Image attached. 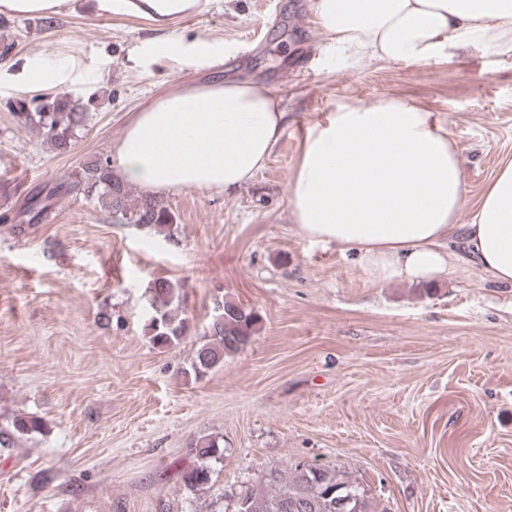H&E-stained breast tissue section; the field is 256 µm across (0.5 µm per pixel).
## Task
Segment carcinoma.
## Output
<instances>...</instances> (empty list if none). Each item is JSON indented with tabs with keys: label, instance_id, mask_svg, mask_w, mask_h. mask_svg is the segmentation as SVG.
Segmentation results:
<instances>
[{
	"label": "carcinoma",
	"instance_id": "1",
	"mask_svg": "<svg viewBox=\"0 0 512 512\" xmlns=\"http://www.w3.org/2000/svg\"><path fill=\"white\" fill-rule=\"evenodd\" d=\"M90 103L82 102L68 91L35 99L19 97L15 117L21 125L35 130L41 143L58 154L74 149L81 130L87 125ZM77 192L94 200L112 214L113 223L131 224L151 235L172 237L176 216L161 200L152 196H134L129 185L112 174L110 159L95 158L86 162L41 201L35 193L11 201L13 194L0 189V204L15 216L40 222L46 210L59 199ZM182 285L167 278H155L148 286L145 335L160 349L178 345L188 333V323L179 317ZM262 325L258 312L224 296L214 299L213 313L204 340L195 353L184 377L195 381L222 367L226 358L243 351ZM46 428L42 418L16 414L0 423V448H14L24 438L41 435ZM195 465L184 470L181 481L194 488L208 480L211 463L221 460L224 450L219 440L201 436L189 445ZM235 512H378L368 489L346 472L335 468L294 464L285 472H269L264 480L239 493Z\"/></svg>",
	"mask_w": 512,
	"mask_h": 512
}]
</instances>
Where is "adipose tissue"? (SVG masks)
<instances>
[{
  "mask_svg": "<svg viewBox=\"0 0 512 512\" xmlns=\"http://www.w3.org/2000/svg\"><path fill=\"white\" fill-rule=\"evenodd\" d=\"M97 2L164 31L214 0ZM314 9L345 67L437 61L485 47L512 56V0H316ZM285 118L283 98L260 83L176 86L134 113L112 146V170L153 195L225 194L264 168ZM465 203L462 161L447 127L412 100L389 96L309 122L288 186L301 238L353 253L375 281H435L459 232L470 258L511 286L512 161L463 225Z\"/></svg>",
  "mask_w": 512,
  "mask_h": 512,
  "instance_id": "ef3b65f1",
  "label": "adipose tissue"
}]
</instances>
